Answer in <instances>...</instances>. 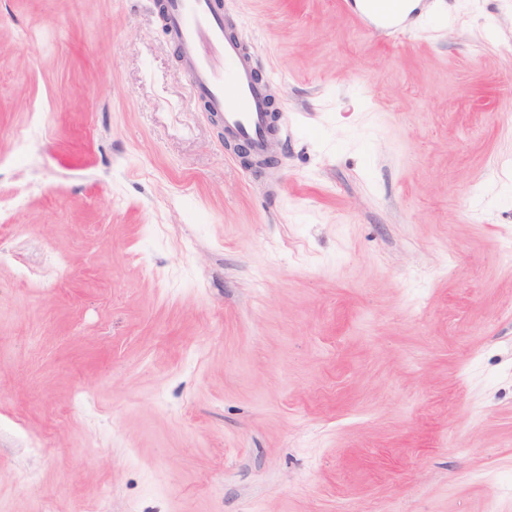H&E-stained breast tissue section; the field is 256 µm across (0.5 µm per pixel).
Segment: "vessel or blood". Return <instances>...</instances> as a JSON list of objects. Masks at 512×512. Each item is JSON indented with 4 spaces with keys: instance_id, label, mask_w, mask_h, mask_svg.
<instances>
[{
    "instance_id": "obj_1",
    "label": "vessel or blood",
    "mask_w": 512,
    "mask_h": 512,
    "mask_svg": "<svg viewBox=\"0 0 512 512\" xmlns=\"http://www.w3.org/2000/svg\"><path fill=\"white\" fill-rule=\"evenodd\" d=\"M382 0H362L376 27H401L405 11L381 10ZM160 8L180 53L183 71L198 99L215 113L226 133L246 143L257 160L269 151L273 118L258 61L233 36L218 0H161Z\"/></svg>"
}]
</instances>
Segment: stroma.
<instances>
[{"instance_id":"35a3bbf8","label":"stroma","mask_w":512,"mask_h":512,"mask_svg":"<svg viewBox=\"0 0 512 512\" xmlns=\"http://www.w3.org/2000/svg\"><path fill=\"white\" fill-rule=\"evenodd\" d=\"M357 3L223 0L258 170L155 0H0V512H512V0ZM363 11L366 15L372 17L375 21L370 22L371 28H384V29H395L401 27L404 23V18L407 14V2L406 0H393L392 2H397L401 4H405L406 7L401 11H383L378 6L387 2L386 0H361Z\"/></svg>"}]
</instances>
